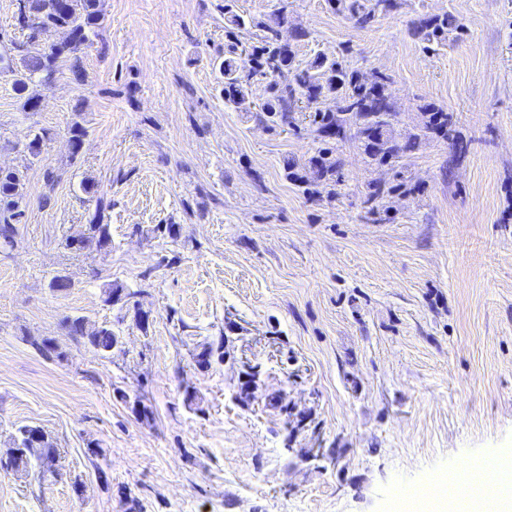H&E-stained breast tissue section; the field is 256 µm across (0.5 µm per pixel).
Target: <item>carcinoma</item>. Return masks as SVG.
Masks as SVG:
<instances>
[{"mask_svg": "<svg viewBox=\"0 0 512 512\" xmlns=\"http://www.w3.org/2000/svg\"><path fill=\"white\" fill-rule=\"evenodd\" d=\"M18 24L29 30L25 45L11 43V50L23 52L20 65L7 62L0 71L12 77L14 90L24 98L23 109L36 112L41 104L40 95L29 92L34 79L49 84L56 72L65 67L73 79L82 84L86 80L84 50L99 37L102 28V16L97 9V0H21ZM332 6L341 13L348 14L356 24L364 27L375 18L376 12H389L397 7V0H332ZM287 6L283 5L261 21L246 18L233 10L232 0H224V19L227 21L229 37L247 27H256L262 31L257 43L239 47L231 45L228 53L219 63L224 77L222 93L224 104L237 108L247 99L251 84L256 80L267 83L268 96L261 106L268 121L272 123L288 122L289 113L295 111V105L306 100L307 103L336 99V109H318L313 122L316 131L325 142L318 154L310 159V172L299 173L295 166L284 167L285 178L293 181L309 197H319L326 193H336L340 183V165L334 156L335 147L330 141L336 138V132L347 126L355 129L364 152L378 165H391L399 158V153L412 150L417 138H410L404 144H398L391 131L393 105L391 102V80L379 75L372 83H365L354 73L346 70L338 60H329L317 56L304 69H293L295 52L293 46L285 45L280 39V28L286 22ZM48 28H60L66 31V38L59 44L48 48L36 43L38 32ZM461 28L458 20L446 13L424 17L413 23L411 35L427 45L441 44L448 35ZM427 120L421 132L424 136L435 135L448 141L459 154L466 152L467 146L459 137L452 117L442 109L431 107L426 110ZM45 130L29 131L25 148L31 159L41 154ZM24 172L0 169V241L12 242L16 225L21 223L24 209ZM111 242L109 227L93 218L89 224V235L82 241V248H102ZM65 325L72 336H79L94 349L103 354L112 352L118 336L110 327L84 325L82 317H68ZM31 426L19 428L21 438L19 448L21 456L17 467L28 471L33 462L41 467L52 466L57 450L48 436L32 444L28 437Z\"/></svg>", "mask_w": 512, "mask_h": 512, "instance_id": "obj_1", "label": "carcinoma"}]
</instances>
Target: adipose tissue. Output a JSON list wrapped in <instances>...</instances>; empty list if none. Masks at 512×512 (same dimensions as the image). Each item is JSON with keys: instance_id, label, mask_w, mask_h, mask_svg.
Masks as SVG:
<instances>
[{"instance_id": "adipose-tissue-1", "label": "adipose tissue", "mask_w": 512, "mask_h": 512, "mask_svg": "<svg viewBox=\"0 0 512 512\" xmlns=\"http://www.w3.org/2000/svg\"><path fill=\"white\" fill-rule=\"evenodd\" d=\"M443 484V478L429 477L401 499L404 512H512V450L491 454L487 463L475 468L465 503L449 499Z\"/></svg>"}]
</instances>
